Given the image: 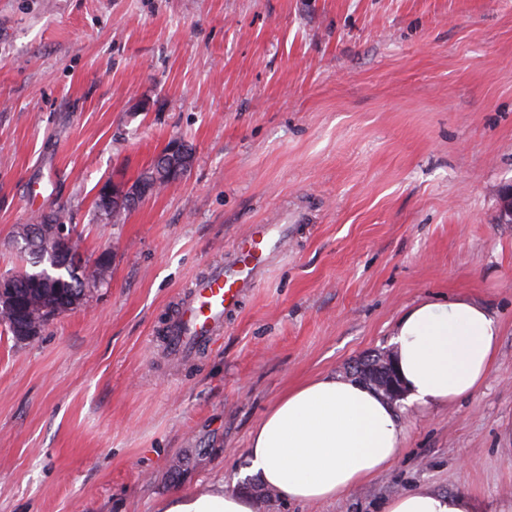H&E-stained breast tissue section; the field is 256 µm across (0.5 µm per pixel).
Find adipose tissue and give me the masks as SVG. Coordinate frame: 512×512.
Returning <instances> with one entry per match:
<instances>
[{
    "label": "adipose tissue",
    "instance_id": "obj_1",
    "mask_svg": "<svg viewBox=\"0 0 512 512\" xmlns=\"http://www.w3.org/2000/svg\"><path fill=\"white\" fill-rule=\"evenodd\" d=\"M501 336L496 315L466 297L422 301L399 319L393 343L409 403L448 408L471 396L491 370ZM405 442L394 403L354 378L323 374L282 394L253 431L247 460L286 501L336 500L390 468ZM257 501L223 484L190 488L159 512H258ZM384 512H486L467 493L425 487L388 500Z\"/></svg>",
    "mask_w": 512,
    "mask_h": 512
}]
</instances>
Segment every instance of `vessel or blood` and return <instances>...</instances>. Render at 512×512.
<instances>
[{
    "label": "vessel or blood",
    "mask_w": 512,
    "mask_h": 512,
    "mask_svg": "<svg viewBox=\"0 0 512 512\" xmlns=\"http://www.w3.org/2000/svg\"><path fill=\"white\" fill-rule=\"evenodd\" d=\"M288 244L284 224H253L237 236L222 263L193 281L167 327L166 351L184 359L211 348L224 333L227 319L239 312L246 295Z\"/></svg>",
    "instance_id": "b4317fda"
}]
</instances>
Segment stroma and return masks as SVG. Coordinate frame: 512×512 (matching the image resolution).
<instances>
[{
    "label": "stroma",
    "mask_w": 512,
    "mask_h": 512,
    "mask_svg": "<svg viewBox=\"0 0 512 512\" xmlns=\"http://www.w3.org/2000/svg\"><path fill=\"white\" fill-rule=\"evenodd\" d=\"M180 180L112 224L94 200L172 140ZM512 0H0V274L62 208L108 285L24 342L0 334V512H156L217 483L259 512H383L428 487L512 495ZM39 188V207L30 203ZM288 250L185 364L180 294L251 224ZM465 296L495 362L452 408L395 404L396 464L290 503L247 472L288 388L391 354L399 317Z\"/></svg>",
    "instance_id": "obj_1"
}]
</instances>
